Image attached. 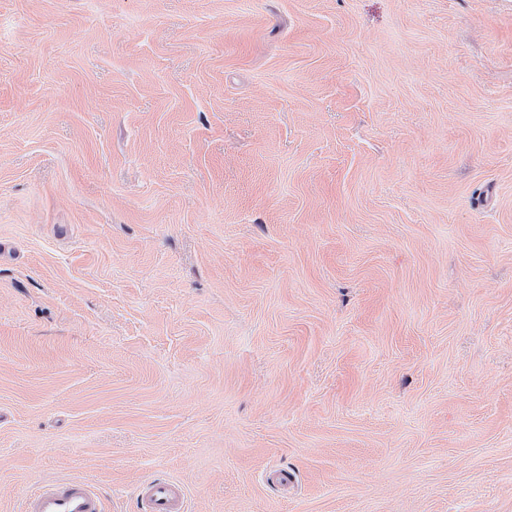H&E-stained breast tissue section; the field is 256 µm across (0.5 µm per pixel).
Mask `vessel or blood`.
I'll return each instance as SVG.
<instances>
[{
  "label": "vessel or blood",
  "instance_id": "obj_1",
  "mask_svg": "<svg viewBox=\"0 0 512 512\" xmlns=\"http://www.w3.org/2000/svg\"><path fill=\"white\" fill-rule=\"evenodd\" d=\"M139 494L145 512H189L188 491L178 480L144 481ZM22 512H105V506L88 483L71 479L41 484L26 498Z\"/></svg>",
  "mask_w": 512,
  "mask_h": 512
}]
</instances>
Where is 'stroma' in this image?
Instances as JSON below:
<instances>
[{
  "label": "stroma",
  "mask_w": 512,
  "mask_h": 512,
  "mask_svg": "<svg viewBox=\"0 0 512 512\" xmlns=\"http://www.w3.org/2000/svg\"><path fill=\"white\" fill-rule=\"evenodd\" d=\"M164 475L512 512V0H0V512ZM22 512H105L102 497L85 481L41 484L25 500Z\"/></svg>",
  "instance_id": "35a3bbf8"
}]
</instances>
